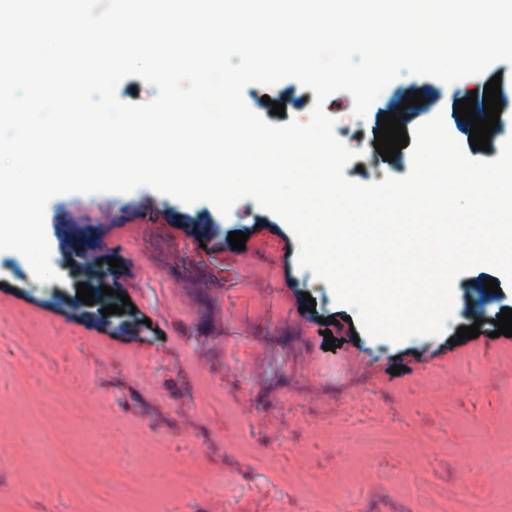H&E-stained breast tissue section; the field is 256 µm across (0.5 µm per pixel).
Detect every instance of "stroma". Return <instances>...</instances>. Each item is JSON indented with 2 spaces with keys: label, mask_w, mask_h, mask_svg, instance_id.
Wrapping results in <instances>:
<instances>
[{
  "label": "stroma",
  "mask_w": 512,
  "mask_h": 512,
  "mask_svg": "<svg viewBox=\"0 0 512 512\" xmlns=\"http://www.w3.org/2000/svg\"><path fill=\"white\" fill-rule=\"evenodd\" d=\"M418 80L401 71L353 132L336 130L364 150L348 179L408 174L409 148L383 161L374 132ZM439 88L406 130L440 114L467 157L499 156L512 127L472 149L457 95ZM305 93L283 81L243 98L284 102L264 115L284 125ZM45 228L60 278L41 289L21 253L0 250V512H512V338L493 334L512 288L482 305L478 339H454L472 323L466 283L496 279L492 268L456 279L442 333L395 343L360 332L355 309L299 267L286 223L250 199L225 216L146 186L69 193L48 202ZM85 250L99 265L86 268ZM113 278L135 309L106 317L115 299L99 288ZM81 284L92 304L77 300Z\"/></svg>",
  "instance_id": "35a3bbf8"
}]
</instances>
